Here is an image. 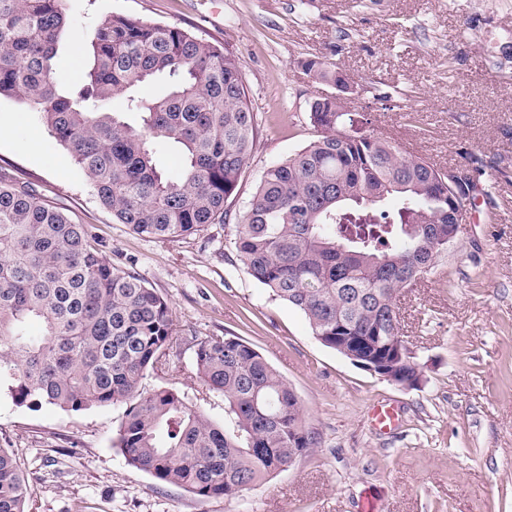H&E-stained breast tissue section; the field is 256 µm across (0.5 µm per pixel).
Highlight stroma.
<instances>
[{"instance_id":"obj_1","label":"stroma","mask_w":512,"mask_h":512,"mask_svg":"<svg viewBox=\"0 0 512 512\" xmlns=\"http://www.w3.org/2000/svg\"><path fill=\"white\" fill-rule=\"evenodd\" d=\"M54 58L60 85L92 62L115 15L176 25L233 50L257 137L224 223L161 241L117 223L69 152L22 99L0 98V175L87 225L102 256L167 299L175 333L147 388L188 394L216 422L224 399L196 376L197 339L239 337L297 394L317 446L230 497L202 499L129 465L112 439L124 405L68 413L17 404L0 387V446L28 478L30 512H512V0H65ZM345 70L356 134L391 139L443 167L475 158L482 194L443 274L400 297L402 332L423 381L404 388L313 336L239 260L234 238L270 165L314 140L309 104L333 93L301 63ZM397 408L375 430L376 403Z\"/></svg>"}]
</instances>
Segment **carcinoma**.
<instances>
[{"mask_svg": "<svg viewBox=\"0 0 512 512\" xmlns=\"http://www.w3.org/2000/svg\"><path fill=\"white\" fill-rule=\"evenodd\" d=\"M66 24L64 0H0V97L19 96L39 114L134 232L173 240L224 223L256 128L237 55L175 25L115 15L98 27L81 83L63 88L52 59ZM301 65L330 84L343 73L317 55ZM153 81L164 93L143 96ZM119 94L122 108L108 109ZM309 119L317 138L263 172L237 255L324 346L374 336L389 350L403 338L392 316L402 291L448 256L445 172L380 136L347 140L355 118L343 97L317 99ZM167 148L179 157L174 174L161 162ZM173 334L168 301L112 267L86 225L0 178V381L12 382L19 404L125 405L115 447L128 464L202 499L286 470L316 446L295 392L238 337L195 348L198 378L224 396V424L174 388L145 389ZM27 494L15 452L0 448V512H28Z\"/></svg>", "mask_w": 512, "mask_h": 512, "instance_id": "obj_1", "label": "carcinoma"}]
</instances>
